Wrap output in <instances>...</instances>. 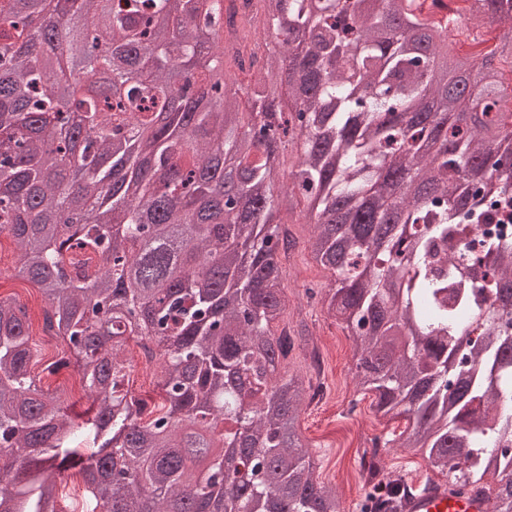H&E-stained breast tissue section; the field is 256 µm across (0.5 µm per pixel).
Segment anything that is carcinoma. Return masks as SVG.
<instances>
[{"label": "carcinoma", "mask_w": 512, "mask_h": 512, "mask_svg": "<svg viewBox=\"0 0 512 512\" xmlns=\"http://www.w3.org/2000/svg\"><path fill=\"white\" fill-rule=\"evenodd\" d=\"M96 2L71 0L48 34L32 0H0V234L67 345L54 367L76 366L95 405L76 420L66 389L38 384L27 308L0 298V512H61L74 468L90 512L192 498L207 512H347L299 433L313 386L279 372L305 339L279 328V256L295 246L279 215L303 199L358 384L412 422L374 440L368 500L401 512L413 491L378 460L397 442L512 512V236L463 240L512 199V0L469 6L472 22L504 23L480 57L455 53L427 0H257L243 18L263 32L243 35L245 56L224 48V0ZM47 43L89 67L108 50L109 76L56 95ZM85 130L91 160L69 167ZM288 145L298 162L277 196ZM131 340L159 351L153 407L129 388ZM221 444L241 448V468L226 470Z\"/></svg>", "instance_id": "cac0c4a2"}]
</instances>
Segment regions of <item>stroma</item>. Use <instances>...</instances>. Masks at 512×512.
<instances>
[{"instance_id":"1","label":"stroma","mask_w":512,"mask_h":512,"mask_svg":"<svg viewBox=\"0 0 512 512\" xmlns=\"http://www.w3.org/2000/svg\"><path fill=\"white\" fill-rule=\"evenodd\" d=\"M290 230L297 241L294 251L281 256L283 298L286 310L283 321L288 326L306 324L313 334L314 348H294L283 367L287 374L311 378V352L323 359L320 382L324 396L317 403L305 404L299 417V430L319 468L320 483L336 487L346 500L363 498L366 477L358 466L366 443L375 437L391 438L402 432L408 422L403 418L386 420L372 403L373 395L364 391L355 379V359L351 338L343 324L328 316L320 299L309 297L308 289L327 287L331 273L313 257L309 248L310 225L304 224L301 213H294ZM18 254L13 238L0 234V297L25 304L30 317V334L38 336L43 325V298L31 284L15 279L13 269ZM66 346L61 339L48 338L39 344L40 361L32 368L41 386L52 389L76 388L73 369L53 373L49 363L62 356ZM384 467L421 481L432 469L427 459L414 448H384L380 451Z\"/></svg>"}]
</instances>
